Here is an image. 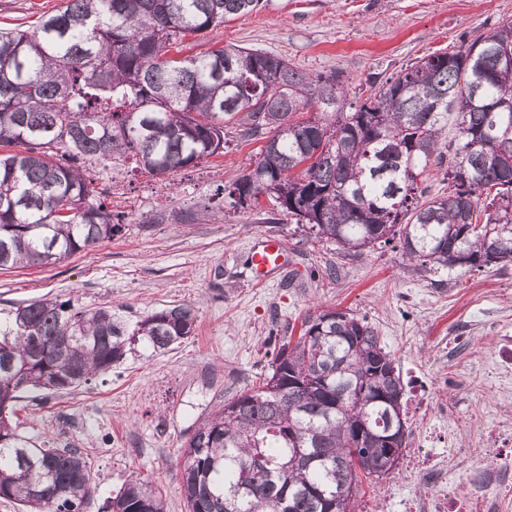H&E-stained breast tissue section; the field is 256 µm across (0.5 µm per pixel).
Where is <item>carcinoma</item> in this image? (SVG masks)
<instances>
[{
  "mask_svg": "<svg viewBox=\"0 0 512 512\" xmlns=\"http://www.w3.org/2000/svg\"><path fill=\"white\" fill-rule=\"evenodd\" d=\"M261 0H66L36 28L0 30V267L47 266L112 238L119 225L82 164L124 158L169 175L224 148L233 123L264 135L231 186L243 209L272 196L317 238L360 253L398 241L417 270L512 265V22L453 53L416 60L347 100L337 73L310 76L274 53L167 47L256 10ZM308 113L307 119L300 115ZM455 114L458 140L440 150ZM443 170L448 192L418 179ZM193 306L127 334L112 311L43 297L0 319V498L23 512H82L92 478L73 448H44L12 424L22 394L66 393L144 341L167 352L194 333ZM406 414L395 359L364 317L323 309L272 352L269 372L198 424L179 461L187 512H357L379 479L388 431ZM110 512H164L132 480Z\"/></svg>",
  "mask_w": 512,
  "mask_h": 512,
  "instance_id": "carcinoma-1",
  "label": "carcinoma"
}]
</instances>
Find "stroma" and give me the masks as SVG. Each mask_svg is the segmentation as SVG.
Instances as JSON below:
<instances>
[{"mask_svg": "<svg viewBox=\"0 0 512 512\" xmlns=\"http://www.w3.org/2000/svg\"><path fill=\"white\" fill-rule=\"evenodd\" d=\"M62 0H0V27H34ZM512 21V0H267L264 7L173 45L182 58L236 45L280 55L315 76L340 73L350 99L369 77L386 78L436 51L453 52ZM264 141L229 129L222 153L166 177L126 163L87 167L121 227L112 239L50 267L0 269V309L42 297L110 309L127 329L145 316L194 305L195 333L174 350L132 345L108 372L70 392L31 391L15 406L23 435L83 454L94 494L83 512H105L125 483L161 495L165 512H186L177 476L181 448L199 422L258 384L275 343L298 336L307 315L336 307L367 318L402 374L421 380L427 403L410 415L412 443L434 431L478 446L479 433L512 419L489 366L498 337L512 336V266L448 277L407 268L394 245L348 255L296 224L269 197L234 206L227 189ZM280 239L291 262L257 285L247 247ZM429 482L405 463L363 482L362 512H400Z\"/></svg>", "mask_w": 512, "mask_h": 512, "instance_id": "35a3bbf8", "label": "stroma"}]
</instances>
